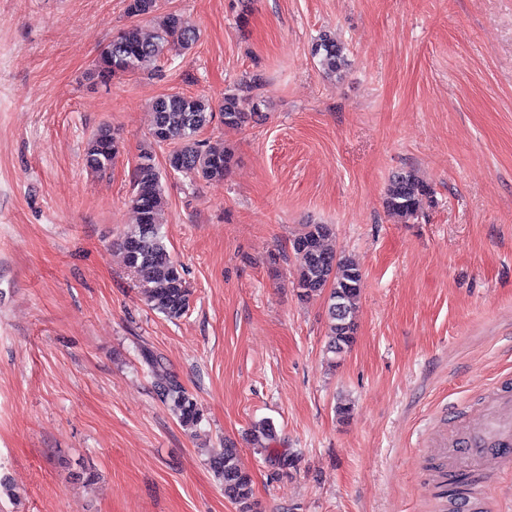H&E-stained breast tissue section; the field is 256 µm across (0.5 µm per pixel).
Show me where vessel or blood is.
<instances>
[{
    "label": "vessel or blood",
    "mask_w": 512,
    "mask_h": 512,
    "mask_svg": "<svg viewBox=\"0 0 512 512\" xmlns=\"http://www.w3.org/2000/svg\"><path fill=\"white\" fill-rule=\"evenodd\" d=\"M500 411L481 424L467 427L455 443L454 461L467 468L487 466L497 472L512 469V399L500 401Z\"/></svg>",
    "instance_id": "1"
}]
</instances>
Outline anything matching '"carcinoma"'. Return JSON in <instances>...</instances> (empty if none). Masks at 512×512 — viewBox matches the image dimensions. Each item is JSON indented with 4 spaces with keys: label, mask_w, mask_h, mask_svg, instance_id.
Segmentation results:
<instances>
[{
    "label": "carcinoma",
    "mask_w": 512,
    "mask_h": 512,
    "mask_svg": "<svg viewBox=\"0 0 512 512\" xmlns=\"http://www.w3.org/2000/svg\"><path fill=\"white\" fill-rule=\"evenodd\" d=\"M159 0H126V14L137 19L112 38L99 52L92 76L103 84L126 73L157 72L158 61L171 48L190 49L198 40L196 29L183 14L169 11L160 16L158 29H145L140 20L157 15ZM312 54L324 76L342 78L347 66V48L336 37L323 34L315 42ZM255 99L245 105L236 93L224 94L219 109L205 96L180 92L166 93L151 104L152 144L174 145L166 157V169L206 181H219L234 164V154L222 145L198 140V134L215 118L226 125L248 123L260 110ZM119 154V144L111 129L102 127L90 139L83 154V164L92 174H101L112 167ZM162 172L155 163L152 149H144L132 173L130 207L135 223L124 234L120 248L125 265L133 274L148 305L169 320L186 314L190 305V289L181 266L171 257L162 232L164 195ZM434 202L431 186L417 173L405 170L393 175L386 189L384 205L390 214L404 222L416 220L425 205ZM333 235L329 224H310L292 243L299 263L298 288L302 295L330 288L327 299L328 352L340 358L351 347L356 334V310L362 296L363 273L350 256L326 246ZM143 360L158 377L157 395L178 416L186 428L196 427L203 409L197 399L168 374L162 357L146 348ZM216 477L224 486V495L239 505L241 512H253L252 478L243 467L238 450L224 449V455L212 462Z\"/></svg>",
    "instance_id": "1"
}]
</instances>
